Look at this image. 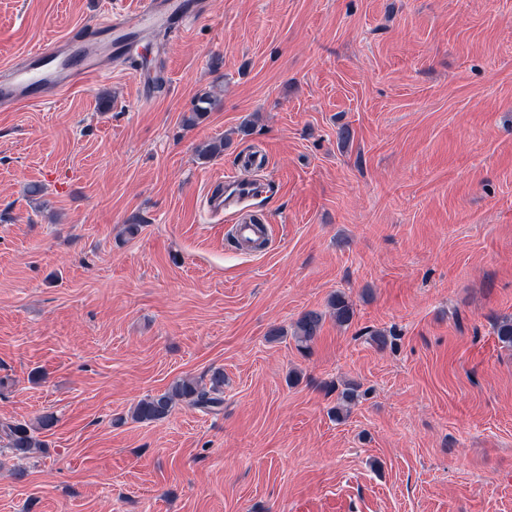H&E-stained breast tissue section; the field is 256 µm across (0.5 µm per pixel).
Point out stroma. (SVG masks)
I'll return each instance as SVG.
<instances>
[{
    "mask_svg": "<svg viewBox=\"0 0 512 512\" xmlns=\"http://www.w3.org/2000/svg\"><path fill=\"white\" fill-rule=\"evenodd\" d=\"M116 5L0 0V66ZM143 52L152 97L0 112V420L57 418L0 512H512V0H205ZM244 150L258 253L206 219ZM217 368L221 411L131 419ZM217 97L212 94H203L193 103L190 115L184 118L186 126H194L200 119L206 117L209 112L219 107ZM322 313L307 311L296 322L294 338L299 350L307 351L319 337L322 328Z\"/></svg>",
    "mask_w": 512,
    "mask_h": 512,
    "instance_id": "35a3bbf8",
    "label": "stroma"
}]
</instances>
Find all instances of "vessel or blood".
<instances>
[{
	"mask_svg": "<svg viewBox=\"0 0 512 512\" xmlns=\"http://www.w3.org/2000/svg\"><path fill=\"white\" fill-rule=\"evenodd\" d=\"M202 0H139L133 13L112 11L104 20L73 30L66 38L31 49L23 64L0 69V109L41 105L59 99L74 86H87L103 75L102 58L133 65L136 43L159 30L176 31L202 15ZM259 193L256 183L228 176L219 191L207 197L208 211L215 216L231 211L236 215L233 234L242 241L266 240L267 225L240 219Z\"/></svg>",
	"mask_w": 512,
	"mask_h": 512,
	"instance_id": "obj_1",
	"label": "vessel or blood"
}]
</instances>
